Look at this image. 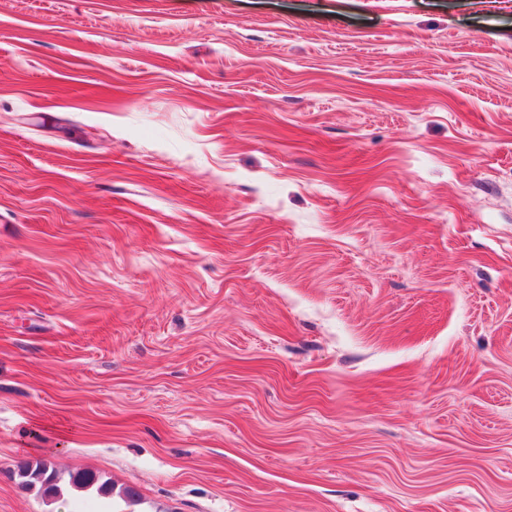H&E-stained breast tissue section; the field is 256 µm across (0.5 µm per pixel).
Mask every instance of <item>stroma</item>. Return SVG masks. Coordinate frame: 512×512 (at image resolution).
<instances>
[{"label": "stroma", "instance_id": "1", "mask_svg": "<svg viewBox=\"0 0 512 512\" xmlns=\"http://www.w3.org/2000/svg\"><path fill=\"white\" fill-rule=\"evenodd\" d=\"M0 512H512V0H0ZM16 476L22 488L38 487L48 497L58 493L57 473L51 462L46 459L36 460L35 463L27 462L19 468Z\"/></svg>", "mask_w": 512, "mask_h": 512}]
</instances>
